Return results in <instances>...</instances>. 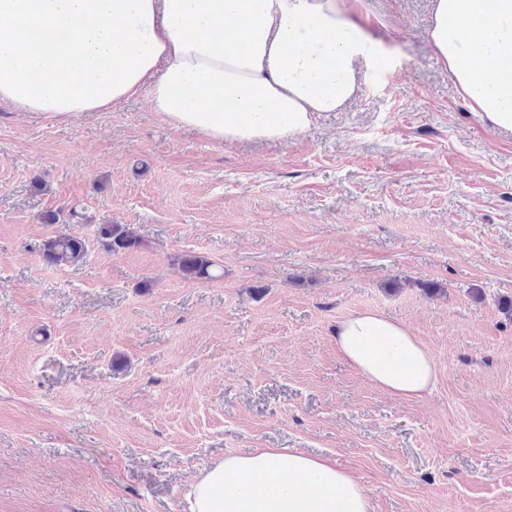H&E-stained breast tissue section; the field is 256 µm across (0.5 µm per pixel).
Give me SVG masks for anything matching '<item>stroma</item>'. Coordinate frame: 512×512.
<instances>
[{"label":"stroma","instance_id":"stroma-1","mask_svg":"<svg viewBox=\"0 0 512 512\" xmlns=\"http://www.w3.org/2000/svg\"><path fill=\"white\" fill-rule=\"evenodd\" d=\"M357 9L383 54L287 141L211 142L145 91L65 120L0 105V512H182L256 448L336 459L369 512H512V131L433 58L431 0ZM51 234L86 261L46 265ZM188 251L217 278H183ZM362 311L429 348L430 394L340 356ZM95 240L115 255L137 250L143 244L140 236L128 224H100L96 228ZM88 248L86 237L58 234L43 239L39 244V253L46 265L73 266L84 262Z\"/></svg>","mask_w":512,"mask_h":512}]
</instances>
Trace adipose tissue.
Here are the masks:
<instances>
[{
  "instance_id": "adipose-tissue-1",
  "label": "adipose tissue",
  "mask_w": 512,
  "mask_h": 512,
  "mask_svg": "<svg viewBox=\"0 0 512 512\" xmlns=\"http://www.w3.org/2000/svg\"><path fill=\"white\" fill-rule=\"evenodd\" d=\"M357 0H0V102L49 118L105 112L148 91L177 129L215 142L282 141L352 100L378 45ZM433 56L473 111L512 130V0H433ZM340 354L379 389L428 394L434 359L371 312L337 322ZM369 512L335 460L284 448L201 471L183 512Z\"/></svg>"
}]
</instances>
